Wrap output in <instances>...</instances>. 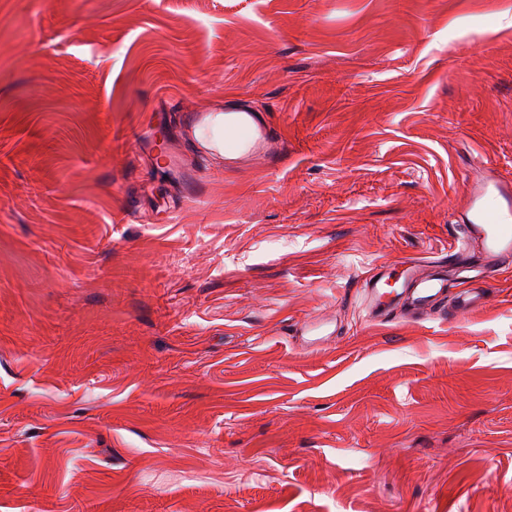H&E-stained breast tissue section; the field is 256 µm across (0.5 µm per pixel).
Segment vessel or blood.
I'll return each mask as SVG.
<instances>
[{"label":"vessel or blood","instance_id":"1","mask_svg":"<svg viewBox=\"0 0 512 512\" xmlns=\"http://www.w3.org/2000/svg\"><path fill=\"white\" fill-rule=\"evenodd\" d=\"M212 113H190L187 135L203 133L205 153L233 166L256 158L275 160L277 148L263 115L249 107L233 110L218 133H210ZM512 260V183L487 174L470 186L459 211L448 254L425 268L414 259L384 262L364 279L368 315L388 321L405 314L451 321L462 312L486 309V283Z\"/></svg>","mask_w":512,"mask_h":512}]
</instances>
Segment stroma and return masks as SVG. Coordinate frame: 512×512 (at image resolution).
I'll list each match as a JSON object with an SVG mask.
<instances>
[{"label":"stroma","mask_w":512,"mask_h":512,"mask_svg":"<svg viewBox=\"0 0 512 512\" xmlns=\"http://www.w3.org/2000/svg\"><path fill=\"white\" fill-rule=\"evenodd\" d=\"M171 98L278 168L172 179ZM487 168L512 0H0V512H512V267L449 323L358 293ZM214 114L210 110H202L188 114L186 133L193 138L194 133L205 129L203 151L212 155H224L225 165L233 166L243 161L258 157L269 162L276 159L277 147L272 141L270 128L263 115L250 107H243L224 117V127L214 135L209 127Z\"/></svg>","instance_id":"stroma-1"}]
</instances>
